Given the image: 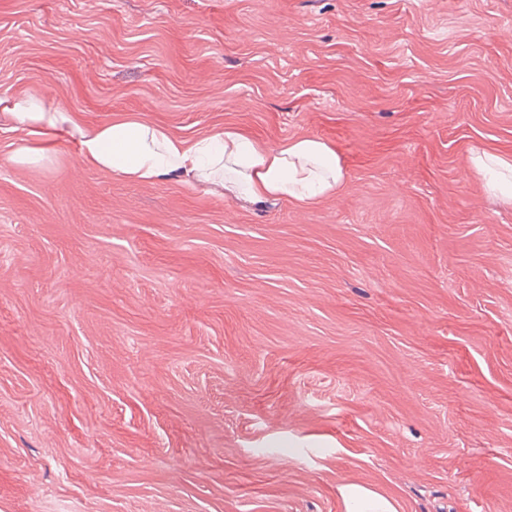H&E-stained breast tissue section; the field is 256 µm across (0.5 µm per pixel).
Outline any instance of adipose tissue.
<instances>
[{
    "label": "adipose tissue",
    "mask_w": 512,
    "mask_h": 512,
    "mask_svg": "<svg viewBox=\"0 0 512 512\" xmlns=\"http://www.w3.org/2000/svg\"><path fill=\"white\" fill-rule=\"evenodd\" d=\"M0 127L24 136L23 145L7 157L19 168L52 166L58 153L49 141L58 136L77 143L86 164L113 178L213 186L225 198L255 205L287 200L311 209L335 195L349 177L335 148L317 137L272 146L229 124L215 133L183 138L141 113L88 124L78 113L49 106L37 92L0 103ZM472 166L487 190L512 199V159L485 152L473 157Z\"/></svg>",
    "instance_id": "ef3b65f1"
}]
</instances>
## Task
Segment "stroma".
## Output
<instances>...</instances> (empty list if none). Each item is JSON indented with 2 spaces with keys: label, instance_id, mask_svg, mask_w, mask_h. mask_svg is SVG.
<instances>
[{
  "label": "stroma",
  "instance_id": "stroma-1",
  "mask_svg": "<svg viewBox=\"0 0 512 512\" xmlns=\"http://www.w3.org/2000/svg\"><path fill=\"white\" fill-rule=\"evenodd\" d=\"M332 143L318 207L0 128V512H512V0H0V99ZM472 166L487 190L512 199V159L483 152L472 158ZM339 494L346 512H398L391 499L357 484L341 486Z\"/></svg>",
  "mask_w": 512,
  "mask_h": 512
}]
</instances>
